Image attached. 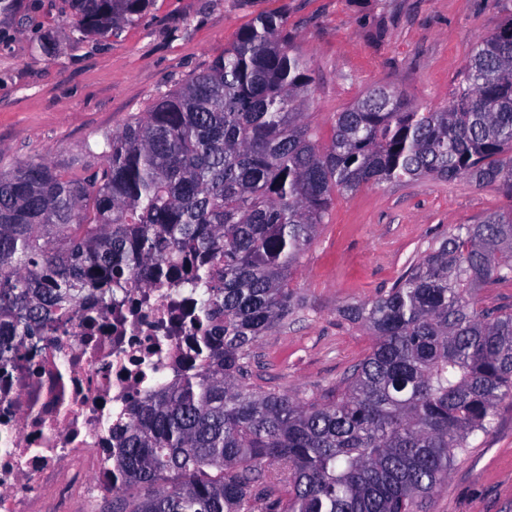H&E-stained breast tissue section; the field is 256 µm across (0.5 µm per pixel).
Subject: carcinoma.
Here are the masks:
<instances>
[{"instance_id":"carcinoma-1","label":"carcinoma","mask_w":512,"mask_h":512,"mask_svg":"<svg viewBox=\"0 0 512 512\" xmlns=\"http://www.w3.org/2000/svg\"><path fill=\"white\" fill-rule=\"evenodd\" d=\"M150 0H62L84 35ZM280 11L96 144L82 181L42 161L0 172V353L61 313L194 258L205 359L133 410L102 512H420L512 395V208L431 243L340 315L371 337L327 400L250 383L257 343L299 309L294 279L334 195L469 177L512 199V17L482 36L449 104L377 86L320 142L311 62ZM482 303L488 307L510 305L512 307V285L503 283L492 288H484L481 292Z\"/></svg>"}]
</instances>
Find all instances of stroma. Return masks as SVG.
<instances>
[{
    "instance_id": "obj_1",
    "label": "stroma",
    "mask_w": 512,
    "mask_h": 512,
    "mask_svg": "<svg viewBox=\"0 0 512 512\" xmlns=\"http://www.w3.org/2000/svg\"><path fill=\"white\" fill-rule=\"evenodd\" d=\"M60 0H19L0 16V170L46 161L82 179L101 168L94 145L145 111L157 90L203 70L260 11L288 17L315 70L311 119L329 139L333 116L388 84L417 105L452 100L479 37L512 0H151L117 35L86 37L58 17ZM49 35L51 50L34 47ZM512 205L493 186L423 178L337 195L295 276L304 308L255 348L252 382L318 398L335 392L371 339L337 314L374 298L434 239ZM421 512H512V396L471 440Z\"/></svg>"
}]
</instances>
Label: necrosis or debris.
I'll use <instances>...</instances> for the list:
<instances>
[{
  "instance_id": "4bbe7bcc",
  "label": "necrosis or debris",
  "mask_w": 512,
  "mask_h": 512,
  "mask_svg": "<svg viewBox=\"0 0 512 512\" xmlns=\"http://www.w3.org/2000/svg\"><path fill=\"white\" fill-rule=\"evenodd\" d=\"M199 320L190 289L161 275L14 337L0 355V512L111 490L118 434L136 403L185 376Z\"/></svg>"
}]
</instances>
